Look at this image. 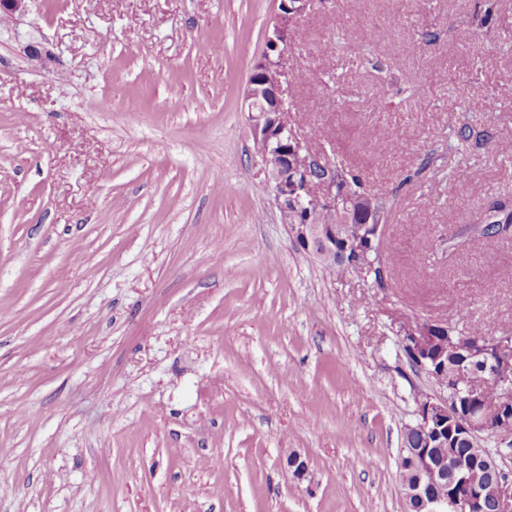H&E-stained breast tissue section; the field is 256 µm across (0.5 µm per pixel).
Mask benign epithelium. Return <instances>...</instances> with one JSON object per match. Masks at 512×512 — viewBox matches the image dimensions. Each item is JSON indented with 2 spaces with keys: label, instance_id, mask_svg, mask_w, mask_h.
<instances>
[{
  "label": "benign epithelium",
  "instance_id": "benign-epithelium-1",
  "mask_svg": "<svg viewBox=\"0 0 512 512\" xmlns=\"http://www.w3.org/2000/svg\"><path fill=\"white\" fill-rule=\"evenodd\" d=\"M288 0H279L278 13L267 39L266 51L254 66L245 93L248 122L263 170L274 192V204L296 244L322 265L336 254L353 253L357 267H367L365 256L377 263L376 248L365 247L350 235L348 221L353 215L350 197L336 190V165L322 155L318 162L325 175L317 188H312L310 173L294 166L293 155L301 151L303 140L288 124L282 89V56L291 41L290 27L296 14L288 13ZM329 209L338 213L341 223L321 224L317 213ZM448 331V322L415 319L400 325L403 347L411 354L414 367L425 372L438 386L439 394L416 400V419L410 428L439 435L457 429L480 442L493 439L498 444L493 462L512 455V369L500 372L501 362L512 352L506 349L511 337L483 338L470 347L472 356L483 359V368L470 371L464 387L447 366H438L440 356L431 353L436 333ZM492 386L501 393L502 403L494 409L481 407L477 389ZM401 459L429 472L434 480L445 481L443 464L433 461L430 448L419 444L402 449ZM494 502L498 512H512V473L497 466L490 481H481L457 473L448 481V494L427 503L428 512H483L485 504Z\"/></svg>",
  "mask_w": 512,
  "mask_h": 512
}]
</instances>
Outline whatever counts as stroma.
Returning <instances> with one entry per match:
<instances>
[{
	"mask_svg": "<svg viewBox=\"0 0 512 512\" xmlns=\"http://www.w3.org/2000/svg\"><path fill=\"white\" fill-rule=\"evenodd\" d=\"M277 11L0 14V512H408L403 434L437 388L401 321L512 336V239L448 246L512 198V0H315L295 24L289 123L397 202L383 288L274 205L244 97Z\"/></svg>",
	"mask_w": 512,
	"mask_h": 512,
	"instance_id": "35a3bbf8",
	"label": "stroma"
}]
</instances>
